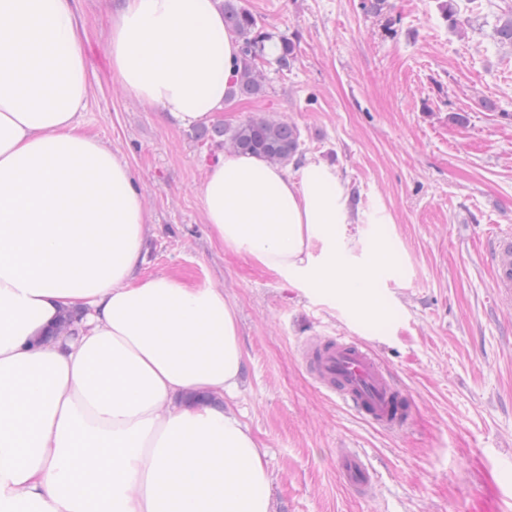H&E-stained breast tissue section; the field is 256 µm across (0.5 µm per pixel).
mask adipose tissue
Segmentation results:
<instances>
[{"instance_id":"adipose-tissue-1","label":"adipose tissue","mask_w":512,"mask_h":512,"mask_svg":"<svg viewBox=\"0 0 512 512\" xmlns=\"http://www.w3.org/2000/svg\"><path fill=\"white\" fill-rule=\"evenodd\" d=\"M112 69L184 126L226 105L240 44L220 0H113ZM75 0H0V512H270L266 449L227 402L244 351L223 290L137 278L150 232L127 164L80 121ZM206 224L260 267L376 309L347 265L334 166L225 154Z\"/></svg>"}]
</instances>
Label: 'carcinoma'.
<instances>
[{
  "instance_id": "obj_1",
  "label": "carcinoma",
  "mask_w": 512,
  "mask_h": 512,
  "mask_svg": "<svg viewBox=\"0 0 512 512\" xmlns=\"http://www.w3.org/2000/svg\"><path fill=\"white\" fill-rule=\"evenodd\" d=\"M224 25L240 42V67L229 96L231 100H249L265 93L267 76L264 64H274V71L283 73L293 68L297 56V41L281 36L275 43L276 55L267 59L266 43L272 34L259 25L257 17L242 0H222ZM442 14L449 26L465 25L454 0H443ZM497 43L512 48V15L495 26ZM201 139L217 142L224 151L253 156L269 164L285 166L303 155L300 132L295 124L284 119L252 117L235 126L213 123L197 130Z\"/></svg>"
}]
</instances>
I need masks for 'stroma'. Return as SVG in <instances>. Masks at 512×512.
<instances>
[{"instance_id":"stroma-1","label":"stroma","mask_w":512,"mask_h":512,"mask_svg":"<svg viewBox=\"0 0 512 512\" xmlns=\"http://www.w3.org/2000/svg\"><path fill=\"white\" fill-rule=\"evenodd\" d=\"M243 2L273 35L298 40V59L270 73L263 96L215 118L287 119L305 156L349 182L361 219L346 228L355 248L341 260L387 253L380 314L221 245L201 189L223 147L123 89L112 15L103 0H79L90 83L81 123L128 164L143 199L151 235L138 275L220 288L235 304L244 369L234 403L267 447L273 512H512L502 487L512 479V301L498 296L489 259L496 233L512 229V48L493 38L512 0H455L469 19L461 33L439 0H387L378 16L361 0ZM314 336H355L373 350L409 402L402 430L319 388L300 359ZM340 448L365 454L370 492L344 485Z\"/></svg>"}]
</instances>
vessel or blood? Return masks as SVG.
I'll list each match as a JSON object with an SVG mask.
<instances>
[{"label":"vessel or blood","instance_id":"1","mask_svg":"<svg viewBox=\"0 0 512 512\" xmlns=\"http://www.w3.org/2000/svg\"><path fill=\"white\" fill-rule=\"evenodd\" d=\"M490 260L495 288L512 297V232L494 237ZM301 359L320 387L372 424L392 432L406 425L410 407L399 404L391 375L366 344L351 336L316 337ZM336 462L351 490L361 493L374 484L375 474L359 453L340 451Z\"/></svg>","mask_w":512,"mask_h":512}]
</instances>
